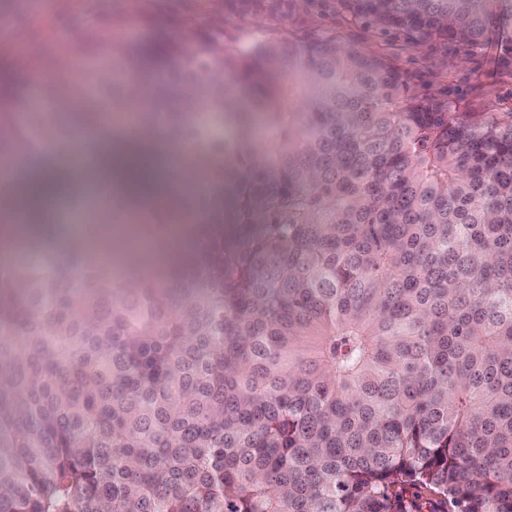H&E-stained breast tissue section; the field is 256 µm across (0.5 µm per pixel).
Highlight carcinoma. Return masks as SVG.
Returning <instances> with one entry per match:
<instances>
[{
  "label": "carcinoma",
  "mask_w": 512,
  "mask_h": 512,
  "mask_svg": "<svg viewBox=\"0 0 512 512\" xmlns=\"http://www.w3.org/2000/svg\"><path fill=\"white\" fill-rule=\"evenodd\" d=\"M383 28L472 45L512 0H339ZM204 116L148 115L230 223L192 264L108 274L75 244L0 255V512H512V114L410 94L331 40L140 44ZM96 61L69 62L60 85ZM112 103L91 91L80 121ZM232 128L233 139L212 127ZM12 133L47 152L44 112Z\"/></svg>",
  "instance_id": "cac0c4a2"
}]
</instances>
